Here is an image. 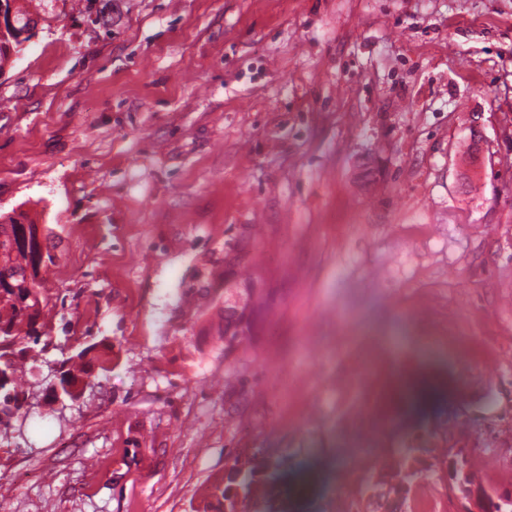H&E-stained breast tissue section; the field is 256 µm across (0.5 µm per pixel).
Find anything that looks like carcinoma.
I'll list each match as a JSON object with an SVG mask.
<instances>
[{
    "label": "carcinoma",
    "instance_id": "1",
    "mask_svg": "<svg viewBox=\"0 0 512 512\" xmlns=\"http://www.w3.org/2000/svg\"><path fill=\"white\" fill-rule=\"evenodd\" d=\"M53 264L55 255L43 248L37 225L23 224L13 217L0 223V372L8 376L7 383L0 385V425L23 394L17 377L18 362L31 352L44 351L48 344L45 298L33 294V289L41 270ZM99 348L108 350L104 342H94L62 361V381L69 386L70 395H75L90 376L93 365L107 370L105 359L89 357ZM426 452L427 447L419 441L408 449L403 462L390 468L387 485L394 507L406 500L415 475H437L424 458ZM236 459L245 467L238 483L243 494L231 495L228 487H216V512L226 508L229 512H287V493L275 479L278 459L268 456L258 464L250 457L238 455Z\"/></svg>",
    "mask_w": 512,
    "mask_h": 512
}]
</instances>
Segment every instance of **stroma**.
<instances>
[{"mask_svg":"<svg viewBox=\"0 0 512 512\" xmlns=\"http://www.w3.org/2000/svg\"><path fill=\"white\" fill-rule=\"evenodd\" d=\"M92 4L44 0L0 75V216L57 244L48 359L112 364L0 433V512H212L272 451L289 512H336L442 416L512 491V0ZM228 279L271 301L230 354Z\"/></svg>","mask_w":512,"mask_h":512,"instance_id":"obj_1","label":"stroma"}]
</instances>
